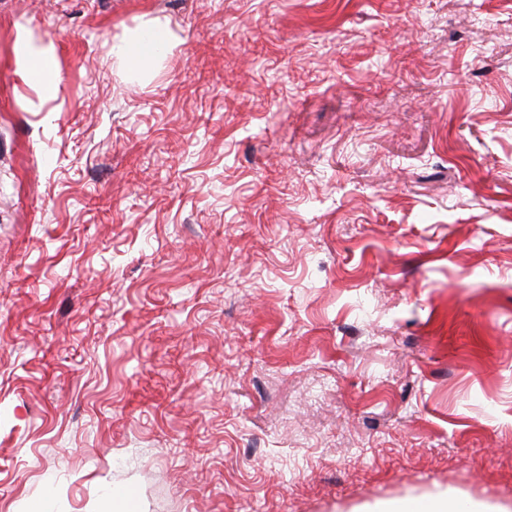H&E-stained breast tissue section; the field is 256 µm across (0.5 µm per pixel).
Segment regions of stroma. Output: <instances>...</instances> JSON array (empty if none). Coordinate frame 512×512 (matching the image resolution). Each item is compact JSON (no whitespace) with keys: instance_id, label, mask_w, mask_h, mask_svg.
I'll use <instances>...</instances> for the list:
<instances>
[{"instance_id":"stroma-1","label":"stroma","mask_w":512,"mask_h":512,"mask_svg":"<svg viewBox=\"0 0 512 512\" xmlns=\"http://www.w3.org/2000/svg\"><path fill=\"white\" fill-rule=\"evenodd\" d=\"M121 493L512 512V0H0V512ZM159 38L156 37V43L149 44L143 42L141 36H136L123 45L119 46L118 50L123 56L135 57L138 60L147 61L154 57L156 53V44ZM416 504L411 502H398L385 507L388 512H480L478 505L461 504L458 502H448V498H439L426 505L423 508H412Z\"/></svg>"}]
</instances>
